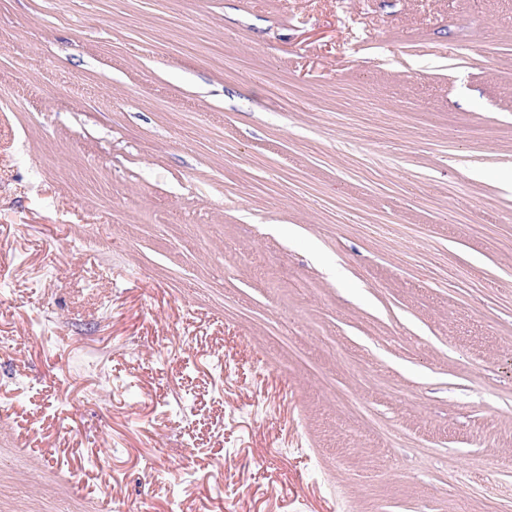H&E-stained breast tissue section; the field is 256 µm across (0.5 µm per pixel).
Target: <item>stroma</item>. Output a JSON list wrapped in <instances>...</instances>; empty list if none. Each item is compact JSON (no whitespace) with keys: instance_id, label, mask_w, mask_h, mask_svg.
Masks as SVG:
<instances>
[{"instance_id":"35a3bbf8","label":"stroma","mask_w":512,"mask_h":512,"mask_svg":"<svg viewBox=\"0 0 512 512\" xmlns=\"http://www.w3.org/2000/svg\"><path fill=\"white\" fill-rule=\"evenodd\" d=\"M1 334L0 512H512V0H0Z\"/></svg>"}]
</instances>
